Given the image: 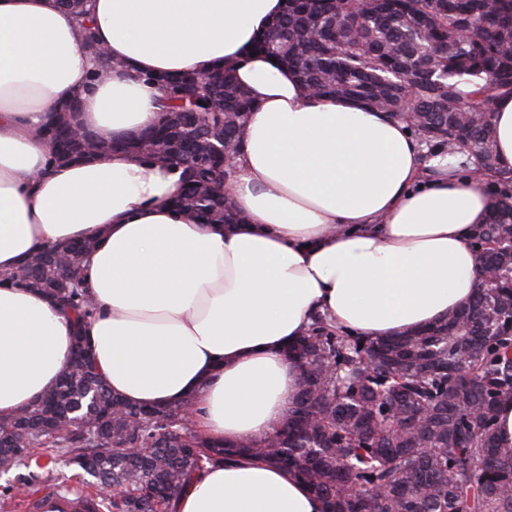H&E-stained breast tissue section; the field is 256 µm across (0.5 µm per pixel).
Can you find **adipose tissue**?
Segmentation results:
<instances>
[{
    "label": "adipose tissue",
    "mask_w": 512,
    "mask_h": 512,
    "mask_svg": "<svg viewBox=\"0 0 512 512\" xmlns=\"http://www.w3.org/2000/svg\"><path fill=\"white\" fill-rule=\"evenodd\" d=\"M119 66L90 82L75 15L57 0H0V274L76 240L95 247L86 334L113 393L146 407L189 399L199 432L259 440L297 399L286 349L312 318L376 339L459 310L479 283L472 232L497 201L466 156L427 155L404 123L309 94L255 50L283 0H89ZM232 66L254 109L225 184L243 221L201 224L171 202L177 173L123 153L50 163L42 129L78 100L100 140L133 138L160 114L148 74ZM71 314L0 286V418L55 386ZM300 480L244 457L197 473L176 512H322Z\"/></svg>",
    "instance_id": "1"
}]
</instances>
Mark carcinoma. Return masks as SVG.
<instances>
[{"mask_svg": "<svg viewBox=\"0 0 512 512\" xmlns=\"http://www.w3.org/2000/svg\"><path fill=\"white\" fill-rule=\"evenodd\" d=\"M80 17L90 59L97 40L84 0H59ZM316 96L385 110L429 152L465 153L471 174L495 177L498 200L473 240L477 269L492 267L458 311L422 329L365 339L319 315L288 348L303 370L295 406L259 441L211 442L193 404L141 408L112 394L93 364L66 363L30 407L0 419V468L43 457L88 476L85 512H142L146 492L163 512L206 465L260 457L306 483L325 512H512V457L496 443V408L512 397V167L501 165L492 123L512 96V0H286L255 44ZM158 78L160 123L120 149L179 172L175 204L203 224L239 221L224 184L231 165L207 153L199 126L224 120L239 144L252 102L226 68ZM198 113L199 125L170 118ZM51 159L83 154L95 137L63 116L42 133ZM48 249L0 278L68 305L84 331L95 303L77 272L57 285Z\"/></svg>", "mask_w": 512, "mask_h": 512, "instance_id": "1", "label": "carcinoma"}]
</instances>
